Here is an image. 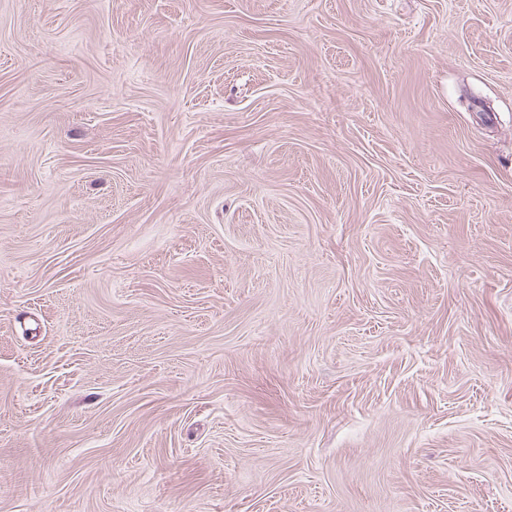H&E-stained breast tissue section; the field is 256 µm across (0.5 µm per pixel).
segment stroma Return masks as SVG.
Listing matches in <instances>:
<instances>
[{"mask_svg":"<svg viewBox=\"0 0 512 512\" xmlns=\"http://www.w3.org/2000/svg\"><path fill=\"white\" fill-rule=\"evenodd\" d=\"M0 512H512V0H0Z\"/></svg>","mask_w":512,"mask_h":512,"instance_id":"1","label":"stroma"}]
</instances>
